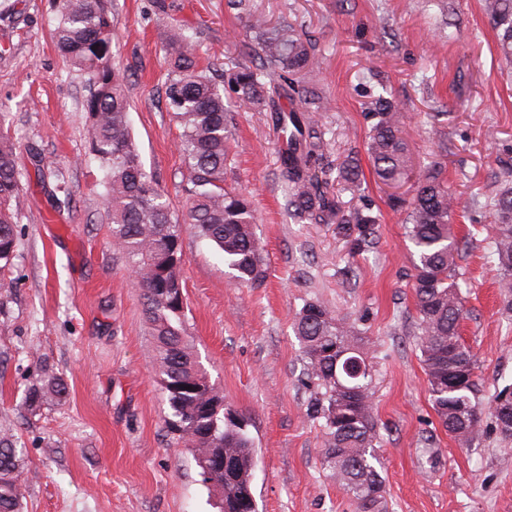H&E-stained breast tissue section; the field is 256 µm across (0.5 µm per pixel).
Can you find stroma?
Instances as JSON below:
<instances>
[{
  "instance_id": "35a3bbf8",
  "label": "stroma",
  "mask_w": 512,
  "mask_h": 512,
  "mask_svg": "<svg viewBox=\"0 0 512 512\" xmlns=\"http://www.w3.org/2000/svg\"><path fill=\"white\" fill-rule=\"evenodd\" d=\"M285 16L315 44L301 84L330 96L323 118L332 159L364 151L365 87L378 82L406 105L415 167L445 163L457 203L454 231L472 236L459 258L462 336L488 408L512 386V310L487 256L493 174L512 166V66L501 59L482 0H251ZM58 0H0V112L8 113L25 204L14 267L0 288V430L24 450L23 512H216L189 451L168 429L141 290L112 242L103 172L88 150L81 79L51 32ZM112 51L129 76L131 129L148 172L183 210L180 130L164 105L170 30L195 31L203 63L224 68L253 42L226 0H112ZM440 120H430V113ZM226 185L249 193L265 247L266 278L235 285L208 241L183 233L186 327L224 401L249 422L258 449V512H355L324 463L325 428L313 407L293 322L317 302L368 343L384 466L386 512H512V451L492 423L460 447L432 408L416 346L413 267L405 215L376 183L338 186L345 204L368 196L381 217L371 244L349 256L332 224H300L284 208L275 173L278 134L267 113L234 112ZM39 151L41 163L31 153ZM61 171L71 202L57 206ZM63 379V399L31 409L41 367Z\"/></svg>"
}]
</instances>
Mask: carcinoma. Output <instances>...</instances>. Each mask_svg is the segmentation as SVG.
<instances>
[{
  "instance_id": "cac0c4a2",
  "label": "carcinoma",
  "mask_w": 512,
  "mask_h": 512,
  "mask_svg": "<svg viewBox=\"0 0 512 512\" xmlns=\"http://www.w3.org/2000/svg\"><path fill=\"white\" fill-rule=\"evenodd\" d=\"M229 5L246 13L255 33L253 52L258 62L230 63L218 83L211 66L201 64L193 53V35L179 28L165 44V104L181 129L177 148L186 166L187 221L224 255L237 282L252 287L266 278L264 248L253 229L251 200L224 185L231 108L268 112L273 124L285 132L276 176L296 219L337 225L348 238L353 257L371 243L380 214L367 201L347 207L333 193L335 183L360 185L362 170L354 156L337 165L331 161L325 132L316 119L331 111V100L299 85L298 75L316 64L311 41L285 17L269 23L251 10L249 0H229ZM483 9L499 53L511 65L512 0H483ZM113 29L107 0H60L53 38L85 82L82 108L88 148L104 173L103 204L112 224V241L138 276L172 432L191 453L203 483L218 499L219 512L236 504L242 506L241 512H257L252 492L257 464L254 441L247 427L222 413H207V404L224 399V392L209 380L188 336L185 298L163 292L182 279V224L174 218L157 178L142 165L130 127L127 76L113 62ZM363 116L369 128L365 151L377 180L385 185L408 181L410 147L403 137V105L381 91L370 96ZM5 122L0 113L1 286L16 257V224L24 201L15 146ZM490 200L489 257L500 271L503 302L512 309V184L502 181ZM391 205L405 213L412 247L416 342L432 407L448 435L469 448L482 434L479 366L459 334L464 307L457 259L470 241L453 232L455 198L442 163L420 171L411 197H394ZM295 332L307 374L323 389L314 413L324 419V461L330 477L357 512H385V478L375 448L379 431L373 412V374L364 338L316 302L299 311ZM348 359L363 365L360 376L345 371ZM66 392L63 380L47 373L29 387L27 403L41 407ZM213 448L224 449L225 456L236 460V468L206 475L203 463ZM20 452L14 435L0 434V512H21Z\"/></svg>"
}]
</instances>
